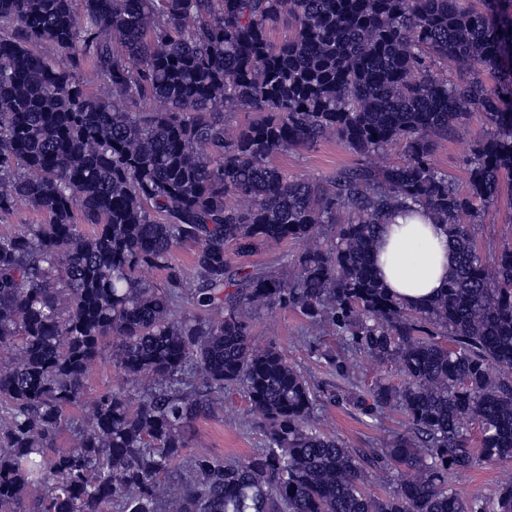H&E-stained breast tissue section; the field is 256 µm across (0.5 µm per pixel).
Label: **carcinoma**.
Instances as JSON below:
<instances>
[{"mask_svg":"<svg viewBox=\"0 0 512 512\" xmlns=\"http://www.w3.org/2000/svg\"><path fill=\"white\" fill-rule=\"evenodd\" d=\"M483 3L0 0V216L25 201L48 217L0 234V512H512V247L487 258L471 232L512 180V0ZM282 19L293 34L274 44ZM151 102L166 109L140 110ZM472 110L490 131L464 196L434 152ZM238 111L260 118L231 133ZM329 139L358 160L324 184L271 163ZM390 146L399 161H373ZM399 207L445 225L452 251L447 287L420 305L374 270ZM288 241L301 250L286 274L231 258ZM184 245L190 276L173 262ZM275 308L399 381L363 390L314 345L348 388L310 385L252 341L254 315ZM109 338L122 383L76 426ZM228 389L264 448L184 455ZM338 398L398 410L413 432L352 449L321 428ZM71 424L73 447L57 448ZM484 463L505 468L497 494L468 500L452 478ZM375 470L390 476L380 492Z\"/></svg>","mask_w":512,"mask_h":512,"instance_id":"carcinoma-1","label":"carcinoma"}]
</instances>
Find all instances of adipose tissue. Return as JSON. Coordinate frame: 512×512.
Returning a JSON list of instances; mask_svg holds the SVG:
<instances>
[{"instance_id":"obj_1","label":"adipose tissue","mask_w":512,"mask_h":512,"mask_svg":"<svg viewBox=\"0 0 512 512\" xmlns=\"http://www.w3.org/2000/svg\"><path fill=\"white\" fill-rule=\"evenodd\" d=\"M375 270L396 298L421 303L439 295L448 282V235L422 212L395 213L381 227Z\"/></svg>"}]
</instances>
